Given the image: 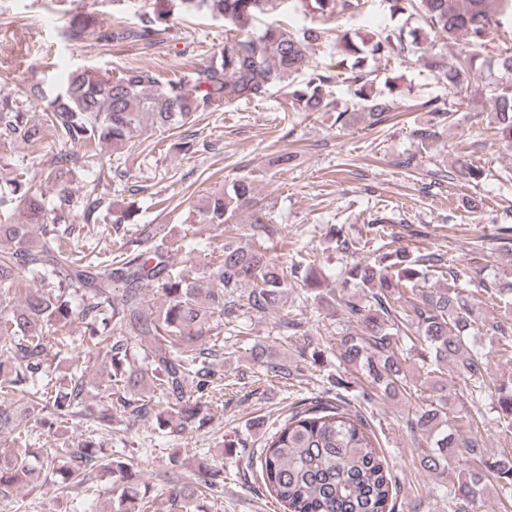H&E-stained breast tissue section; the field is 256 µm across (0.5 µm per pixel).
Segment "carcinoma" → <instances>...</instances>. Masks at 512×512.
<instances>
[{
    "label": "carcinoma",
    "mask_w": 512,
    "mask_h": 512,
    "mask_svg": "<svg viewBox=\"0 0 512 512\" xmlns=\"http://www.w3.org/2000/svg\"><path fill=\"white\" fill-rule=\"evenodd\" d=\"M180 11H205L224 22V49L200 67L176 78H164L150 68L129 66L116 74L70 69L61 88L44 98L42 118L35 121L14 100L0 98V140L17 141L36 151L48 140L79 147L65 150L46 180L59 186L48 199L32 180L15 178L0 190V499L24 485L40 482L68 491L87 488L95 472L112 474L111 512H147V495L137 490L142 458L114 456L103 460L94 435L58 441L45 449V469H37L28 448L31 418L53 428L62 417L86 415L92 383L72 366L67 379L53 382L51 349H68L65 329L84 325V356L99 362L106 378L109 407L93 415L96 429L110 430L115 417L134 424L154 419L174 441L210 419L213 394L222 379L223 352L212 337L224 327L236 328L251 317L270 316L278 336L305 335V322L293 314L295 304L313 302L327 313L342 311L348 325L338 332L339 365L362 374L375 393L395 396L405 389L411 369L422 373L420 393L408 426L425 440L418 463L429 474H442L457 463L456 482L447 489L448 512H485V493L494 484L512 506V453L491 455L479 422L465 408L452 406L455 386L444 378L452 363L457 378L469 387L474 403L494 397L499 432L512 434V375L490 376L491 354L512 358V282L504 285L482 278L483 269L450 260L440 253L414 255L394 242L384 252L345 268L343 287L351 293L324 294L318 257L310 252L286 267L269 253L283 227L254 198L253 178L241 175L224 185V192L205 197L197 207L201 224L224 227L219 254L205 271L209 287L170 262L168 250L157 244L151 226L112 239L98 254L77 249L81 231L98 223L102 199L75 198L61 187L79 158L97 156L96 146L131 149L152 128H182L200 112H213L238 101L260 102L275 88L286 89V104L294 112H335L336 121L350 120L354 107L368 125L387 120L400 108L396 96L373 93L375 72L368 58L403 59L417 52L418 38L407 41L403 27H386L369 40L339 37L345 80L352 104L332 97L333 70L313 65L311 46L323 33L303 27L296 31L271 22L255 32L268 0H177ZM309 15L355 18L367 0H296ZM391 16L416 18L422 36L431 31L463 43L454 56L439 49L428 66L448 89L479 91L472 60L486 46L493 21L512 18V0H380ZM174 15L171 0H154L152 11L133 27L100 32L103 46L135 43L152 47ZM469 101L453 104L430 97L419 109L431 123L414 131L425 149L439 129L455 121ZM500 128L512 139V85L494 94L488 128ZM78 211L83 223L71 224ZM247 212V222L238 215ZM20 215L14 222L12 216ZM321 231L344 253L356 252V241L344 227L325 224ZM452 284L435 292H416L435 274ZM38 280L35 290L26 282ZM482 285L484 299L466 293L473 281ZM300 288H295V284ZM155 288L153 305H144L143 287ZM498 307L485 316L483 301ZM476 336L494 338V349L475 346ZM299 363L273 359L269 348L254 345L253 361L262 375L290 379L306 363L317 364L322 353L306 345ZM157 387L161 399L146 397ZM261 475L269 495L284 512H392V484L385 459L376 449L368 426L336 405H317L291 415L266 439ZM198 476L161 471L158 483L170 512H205L204 491H217L220 471L207 463Z\"/></svg>",
    "instance_id": "1"
}]
</instances>
